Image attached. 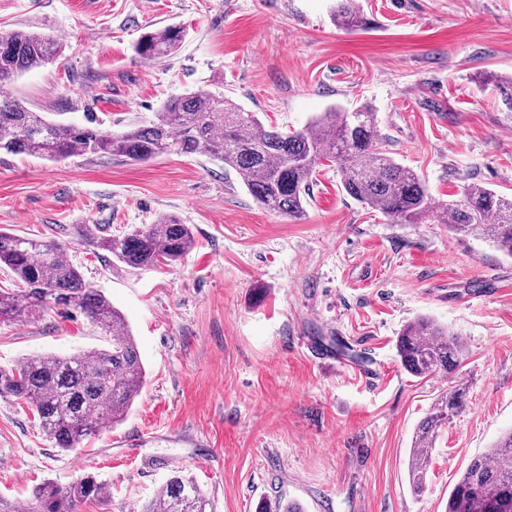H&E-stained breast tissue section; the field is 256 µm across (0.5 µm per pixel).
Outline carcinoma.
<instances>
[{
  "mask_svg": "<svg viewBox=\"0 0 512 512\" xmlns=\"http://www.w3.org/2000/svg\"><path fill=\"white\" fill-rule=\"evenodd\" d=\"M336 25H369L357 0H337ZM184 38L177 26L144 33L135 46L143 59L172 54ZM63 44L34 31L0 32V87L61 56ZM502 102L512 110V75L492 77ZM50 160L93 154L147 162L161 154L210 155L240 177L263 208L297 218L317 169L336 165L345 193L394 224H417L431 216L450 232L494 243L512 257V197L469 183L458 198L437 202L412 169L388 155L369 106L333 110L308 127L283 132L266 127L222 96L195 91L164 102L144 126L103 131L93 125L52 121L9 97H0V153ZM77 237L133 267L172 264L193 245L187 224L162 215L152 224L112 234L103 224H80ZM0 269L19 288L0 291V324L24 323L37 311L59 308L82 314L108 337L103 348L58 357H30L0 368V397L22 402L43 434L64 451L96 434L103 423L121 422L145 383L146 371L129 326L105 294L84 279L55 241L0 231ZM401 366L417 378L448 374L459 364L462 342L434 320L409 323L398 339ZM467 406V391L455 385L439 395L418 425L408 460L413 492L425 487L428 450L442 427ZM109 490L87 473L65 487L46 480L19 504L0 497V512H77L88 501H106ZM141 512H211L194 479L175 470ZM445 512H512V430L471 460L448 494Z\"/></svg>",
  "mask_w": 512,
  "mask_h": 512,
  "instance_id": "1",
  "label": "carcinoma"
}]
</instances>
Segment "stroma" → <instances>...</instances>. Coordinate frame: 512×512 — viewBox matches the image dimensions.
Returning <instances> with one entry per match:
<instances>
[{
	"label": "stroma",
	"mask_w": 512,
	"mask_h": 512,
	"mask_svg": "<svg viewBox=\"0 0 512 512\" xmlns=\"http://www.w3.org/2000/svg\"><path fill=\"white\" fill-rule=\"evenodd\" d=\"M369 28L331 20L335 0H0V32L61 40V57L0 92L49 119L120 131L191 91L224 95L280 130L371 106L391 157L437 201L475 182L512 195V110L490 72L512 75V0H359ZM185 32L166 58L141 34ZM187 224L192 250L132 268L79 242V224L118 234L160 214ZM66 246L126 317L146 383L125 419L62 452L26 405L0 398V495L25 498L94 469L111 488L79 512H135L174 470L212 512H444L477 455L512 429V258L425 219L394 224L321 168L301 218L262 208L234 170L205 155L145 163L0 154V230ZM421 316L465 345L449 375L401 366L397 339ZM343 349L348 366L306 341ZM82 315L37 312L0 324V367L102 347ZM467 407L430 451L413 494L414 432L447 388ZM184 38V31L177 26L145 32L135 46V52L143 59L158 61L172 54Z\"/></svg>",
	"instance_id": "obj_1"
}]
</instances>
